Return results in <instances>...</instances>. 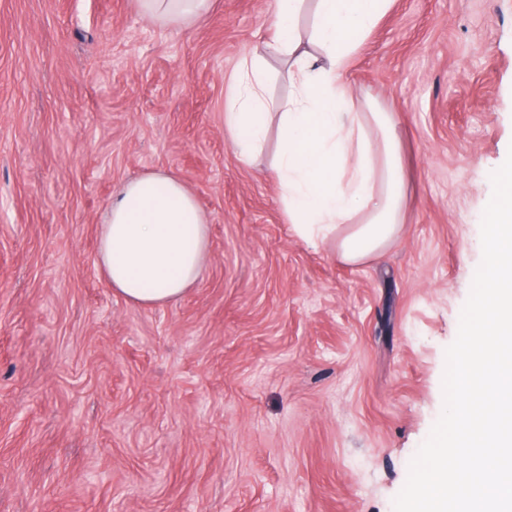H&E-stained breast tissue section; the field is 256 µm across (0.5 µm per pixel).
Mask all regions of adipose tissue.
<instances>
[{
	"label": "adipose tissue",
	"mask_w": 512,
	"mask_h": 512,
	"mask_svg": "<svg viewBox=\"0 0 512 512\" xmlns=\"http://www.w3.org/2000/svg\"><path fill=\"white\" fill-rule=\"evenodd\" d=\"M211 0H136L161 26L206 13ZM390 0H273L276 38L245 54L225 95L224 135L241 160L260 154L279 130L273 170L288 224L305 241L331 245L358 265L400 232L404 165L395 124L367 111L344 73L361 38ZM311 12L309 31L299 20ZM284 58L288 99L268 95L267 53ZM208 224L175 176L150 172L123 183L100 226L96 266L116 296L142 306L179 299L200 276Z\"/></svg>",
	"instance_id": "1"
}]
</instances>
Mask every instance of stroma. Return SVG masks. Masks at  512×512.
Segmentation results:
<instances>
[{"instance_id": "1", "label": "stroma", "mask_w": 512, "mask_h": 512, "mask_svg": "<svg viewBox=\"0 0 512 512\" xmlns=\"http://www.w3.org/2000/svg\"><path fill=\"white\" fill-rule=\"evenodd\" d=\"M272 0L162 27L134 0H0V512H394L512 150V0H392L346 75L393 113L405 224L348 266L296 236L269 137L224 139ZM181 179L209 261L177 301L95 264L113 193Z\"/></svg>"}]
</instances>
